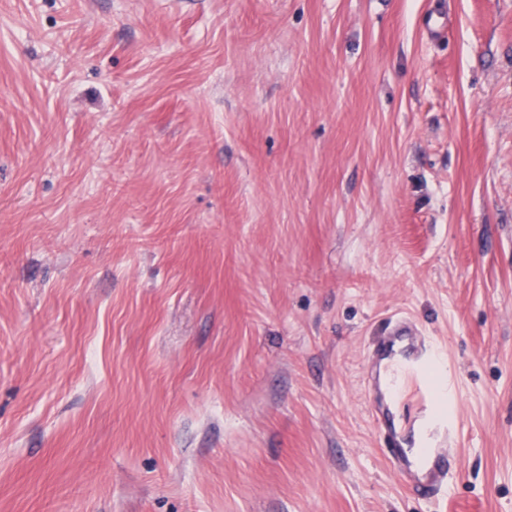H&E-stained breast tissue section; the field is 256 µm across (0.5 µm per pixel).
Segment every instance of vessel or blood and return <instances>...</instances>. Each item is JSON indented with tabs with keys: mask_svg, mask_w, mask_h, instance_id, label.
<instances>
[{
	"mask_svg": "<svg viewBox=\"0 0 512 512\" xmlns=\"http://www.w3.org/2000/svg\"><path fill=\"white\" fill-rule=\"evenodd\" d=\"M388 359L385 376L370 373L365 382L372 423L388 448L394 471L404 487L426 499L446 502L450 467L448 445L461 435V420L454 385L448 379L446 355L423 337L419 326L407 318L391 320L378 346ZM418 389L436 407L428 418L424 442L401 437L390 426L388 401L404 386Z\"/></svg>",
	"mask_w": 512,
	"mask_h": 512,
	"instance_id": "b4317fda",
	"label": "vessel or blood"
}]
</instances>
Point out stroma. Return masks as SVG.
<instances>
[{"mask_svg": "<svg viewBox=\"0 0 512 512\" xmlns=\"http://www.w3.org/2000/svg\"><path fill=\"white\" fill-rule=\"evenodd\" d=\"M395 317L512 512V0H0V512H434ZM419 326L407 318L391 320L387 336L378 346V360L387 358L390 363L384 379V390L374 364L365 382L370 416L385 448H389L396 476L404 487L425 499L444 504L441 512L448 510V441L455 444L461 435V420L454 385L448 380L447 356L431 339L426 340ZM403 343L398 351L395 343ZM413 386L436 407L428 418L427 438L417 444L415 438H403L390 426L387 401L394 400L404 386ZM415 448H420L415 450ZM431 460L429 468L421 475L414 469L416 457Z\"/></svg>", "mask_w": 512, "mask_h": 512, "instance_id": "stroma-1", "label": "stroma"}]
</instances>
